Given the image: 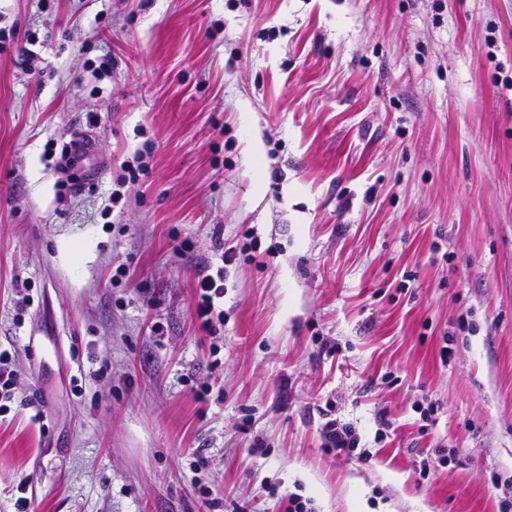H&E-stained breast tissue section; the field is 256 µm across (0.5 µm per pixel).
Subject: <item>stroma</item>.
<instances>
[{"instance_id": "35a3bbf8", "label": "stroma", "mask_w": 512, "mask_h": 512, "mask_svg": "<svg viewBox=\"0 0 512 512\" xmlns=\"http://www.w3.org/2000/svg\"><path fill=\"white\" fill-rule=\"evenodd\" d=\"M0 31V512H499L512 0H0ZM224 295L223 283L218 285L211 275H201L196 284L195 314L200 321V328L206 332L214 329V319L224 321V311L219 310L215 304V298ZM11 359L6 352H0V412L1 402L10 401L13 397L15 386V374L11 368ZM323 438L324 448L328 451H336V455H344L349 459H356L366 463L370 459V451L360 448V439L355 428L349 423H340L337 419H331L324 424Z\"/></svg>"}]
</instances>
